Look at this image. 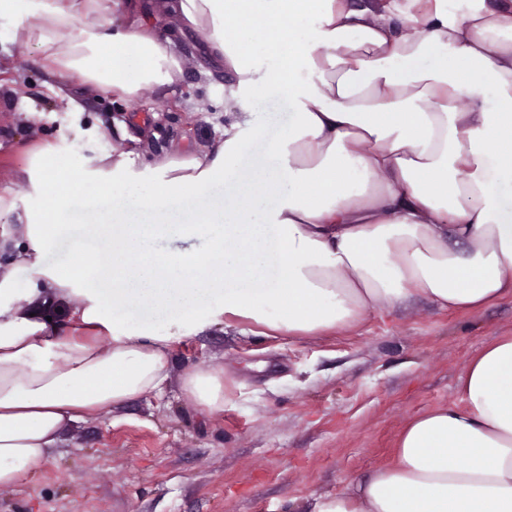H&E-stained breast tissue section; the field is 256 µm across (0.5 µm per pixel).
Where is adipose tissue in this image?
Wrapping results in <instances>:
<instances>
[{
  "mask_svg": "<svg viewBox=\"0 0 512 512\" xmlns=\"http://www.w3.org/2000/svg\"><path fill=\"white\" fill-rule=\"evenodd\" d=\"M0 0V42L126 100L180 80L141 0ZM235 82L206 148L131 172L40 150L22 240L0 236V488L64 429L162 391L172 328L309 339L413 297L512 292V0H168ZM65 216L62 224L52 215ZM171 233L207 242L174 257ZM465 244L458 254L450 241ZM183 397L226 401L223 369ZM457 399L410 418L388 465L310 512H512V336Z\"/></svg>",
  "mask_w": 512,
  "mask_h": 512,
  "instance_id": "adipose-tissue-1",
  "label": "adipose tissue"
}]
</instances>
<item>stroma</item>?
<instances>
[{
    "mask_svg": "<svg viewBox=\"0 0 512 512\" xmlns=\"http://www.w3.org/2000/svg\"><path fill=\"white\" fill-rule=\"evenodd\" d=\"M150 4L151 25L175 37L183 75L128 101L78 80L57 96L59 81L35 48L0 47V192L11 191L16 206L6 231L21 232L28 188L19 173L30 150L49 144L90 168L102 150L125 151L138 170L223 133L230 80L204 67L201 34L178 29L162 0ZM26 110L40 120L26 122ZM93 124L102 138L87 136ZM511 335L512 295L473 311L418 298L312 339L214 325L174 343L163 395L67 428L37 470L0 488V512H308L311 494L338 493L389 464L404 424L454 401L469 358ZM208 365L228 382L219 414L181 395L184 374Z\"/></svg>",
    "mask_w": 512,
    "mask_h": 512,
    "instance_id": "stroma-1",
    "label": "stroma"
}]
</instances>
